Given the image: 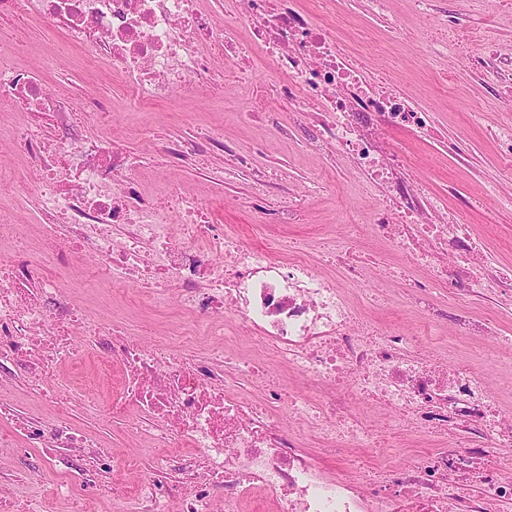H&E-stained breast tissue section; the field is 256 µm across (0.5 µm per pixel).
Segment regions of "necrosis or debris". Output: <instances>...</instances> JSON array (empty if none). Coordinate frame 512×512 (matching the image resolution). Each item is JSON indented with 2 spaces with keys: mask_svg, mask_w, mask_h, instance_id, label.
I'll use <instances>...</instances> for the list:
<instances>
[{
  "mask_svg": "<svg viewBox=\"0 0 512 512\" xmlns=\"http://www.w3.org/2000/svg\"><path fill=\"white\" fill-rule=\"evenodd\" d=\"M245 3L219 17L201 0H0V14L52 21L89 64H111L134 109L172 102L177 90L214 92L229 66L240 84V118L261 120L251 81L261 55L272 64L270 96L314 121V142L347 156L372 188L362 222L408 266L431 269L433 283L448 289L447 305L413 333L372 325L347 291L363 286L365 269L345 251L332 250L343 276L331 278L286 238L257 246L224 232L175 186L161 201L145 197L128 156L110 139L81 136L92 116L85 106L63 109L39 74L20 75L0 57V106L67 117L62 134L33 123L13 127L32 164L0 174V195L35 201L45 244L37 266L0 255V380L25 376L55 410L48 421L19 418L0 401V420L11 423L0 447L20 435L50 463L69 449L57 494L75 503L87 490L114 495L97 476L131 461L70 425L71 383L60 374L62 363L84 362L92 350L123 374L107 414L127 417L133 433H150L168 449L140 485L134 512H237L257 492L272 512H512V416L477 367L425 351L449 318L463 335L496 336L494 316H473L470 298L479 287L512 290V268L473 265L477 241L461 215L432 221L434 197L386 140L394 130L429 133L433 119L354 64L327 23L334 0H313L310 10L284 0ZM216 149L272 195L255 148L216 131L171 142L164 160L184 164ZM63 255L89 257L93 285L113 293L132 291L153 306L179 294L183 341L206 346L205 356L186 353L183 341L144 344L133 329L64 303L60 275L42 271ZM270 359L301 388L272 387ZM362 402L434 449L400 466L374 461L381 435L356 413ZM309 436L330 452L356 451L355 474H327L305 445Z\"/></svg>",
  "mask_w": 512,
  "mask_h": 512,
  "instance_id": "1",
  "label": "necrosis or debris"
}]
</instances>
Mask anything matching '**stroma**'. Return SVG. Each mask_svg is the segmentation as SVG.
Returning <instances> with one entry per match:
<instances>
[{"label":"stroma","instance_id":"stroma-1","mask_svg":"<svg viewBox=\"0 0 512 512\" xmlns=\"http://www.w3.org/2000/svg\"><path fill=\"white\" fill-rule=\"evenodd\" d=\"M405 31L393 37L391 21ZM475 30L463 55H442L432 43L442 38L448 21ZM334 30L352 51L359 67L403 89L428 109L434 120L436 139L420 144L406 132L389 135V145L418 153L422 161L414 167L416 177L431 193L459 206L472 234L484 244V257L497 265L512 266V167H505L489 136L490 129L512 125V95L489 73L468 74L467 58L483 55L495 47L502 57L512 58V0H433L431 10L417 14L411 0H388L385 12L373 10L370 0H338ZM57 49L54 62H47L49 49ZM6 50L18 73L38 71L46 90L60 99L88 106H101L112 114L109 128L91 123L84 135H112L117 150L131 155L158 154L172 140L192 138L204 126L220 127L224 137L243 144H258V164L277 175L279 189L307 195L305 215L298 224L277 223L272 211L259 207L256 189L248 172L226 173L224 155L214 151L193 165L164 168L144 167L134 175L139 190L159 197L162 184L176 185L185 194L211 209L227 232L262 244L266 235H282L302 241L310 259H318V243L338 237V227L349 215L367 210L370 194L359 182L347 157L313 150L309 145L313 127L298 123L294 113L281 102L267 103L269 120L242 121L237 115L240 89L235 75L224 82V111H216L208 95L183 99L178 108L157 104L151 110L129 114L120 78L111 69H87L79 50L64 47L62 36L46 21L27 13L0 16V50ZM348 246L368 258L372 267L368 287L381 290L390 304L375 314L380 326L398 325L412 331L423 316L400 308V281L381 277L382 269L399 264L388 241L371 227H363ZM87 262L78 257L66 260L63 294L69 303L83 307L94 318L124 317L136 325L146 343H154L173 331L181 320L178 298L163 307L140 299L111 305L103 290L85 288ZM497 314L500 334L496 342L502 359L486 363L482 374L497 392L503 407L512 412V297L476 299L475 316L487 311ZM61 373L77 391L98 389L100 403H107L121 380L110 362L89 359L86 366L63 365ZM71 423L115 451L135 456L138 467L112 473V480L125 485L124 498L89 497L85 512H127L129 495L143 478V469L159 448L147 436L130 439L127 425L86 413L72 405ZM55 474L38 448L0 453V498L37 497L41 512H70L66 501L53 491Z\"/></svg>","mask_w":512,"mask_h":512}]
</instances>
